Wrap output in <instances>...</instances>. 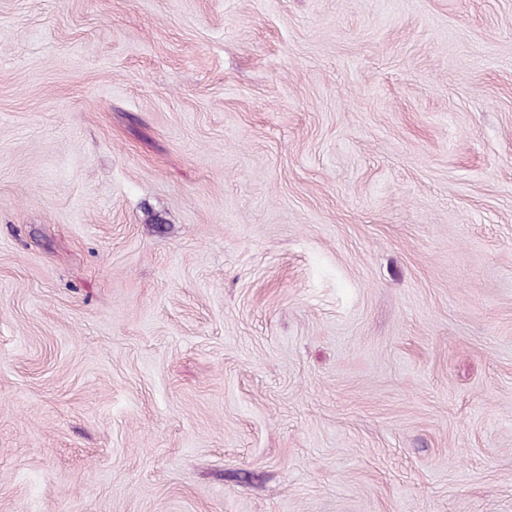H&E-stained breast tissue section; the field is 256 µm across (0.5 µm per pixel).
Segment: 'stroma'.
I'll return each instance as SVG.
<instances>
[{"label": "stroma", "instance_id": "1", "mask_svg": "<svg viewBox=\"0 0 512 512\" xmlns=\"http://www.w3.org/2000/svg\"><path fill=\"white\" fill-rule=\"evenodd\" d=\"M0 512H512V0H0Z\"/></svg>", "mask_w": 512, "mask_h": 512}]
</instances>
